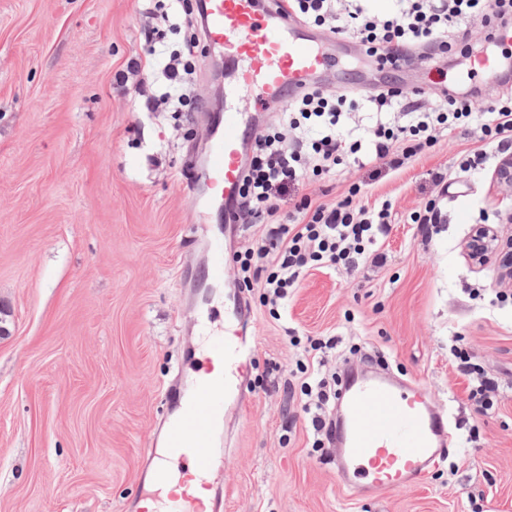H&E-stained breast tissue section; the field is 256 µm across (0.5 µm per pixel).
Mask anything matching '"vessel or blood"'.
I'll return each mask as SVG.
<instances>
[{
    "label": "vessel or blood",
    "mask_w": 512,
    "mask_h": 512,
    "mask_svg": "<svg viewBox=\"0 0 512 512\" xmlns=\"http://www.w3.org/2000/svg\"><path fill=\"white\" fill-rule=\"evenodd\" d=\"M202 32L224 58L229 77L224 112L205 158L208 189L221 203L224 224H236V201L254 116L239 108L253 96L257 109L285 107L304 84L333 67V55L320 39L290 19L274 0H197ZM276 37H269V30ZM247 315L239 296L224 299V336L210 347L223 361L217 377H197L190 395H178L163 454L149 470L156 482L167 478L168 461H187L183 477L206 474L214 463L215 423L222 405L239 410L245 399L243 369L250 343L242 323ZM336 476L343 486L373 496L416 483L444 457L452 443L448 413L416 383L399 384L384 376L347 374L336 403Z\"/></svg>",
    "instance_id": "obj_1"
}]
</instances>
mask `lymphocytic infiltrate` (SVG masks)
<instances>
[{"label":"lymphocytic infiltrate","mask_w":512,"mask_h":512,"mask_svg":"<svg viewBox=\"0 0 512 512\" xmlns=\"http://www.w3.org/2000/svg\"><path fill=\"white\" fill-rule=\"evenodd\" d=\"M390 14L379 15L368 0H287L293 16L306 25L354 39L365 54L379 60L407 61L420 50L443 56L466 36V21L488 25L512 19V0H393ZM372 112L364 123L352 91L326 93L320 85L303 86L283 109L276 127L252 137L250 156L239 192L241 223L268 221L265 241L240 256V269L250 274L254 261L270 260L264 286L271 303L287 298L308 269L327 262L351 270L368 246L385 235L391 203L380 207L356 204L361 193L352 185L333 204H313L301 197L294 215L279 211L289 186L319 177L354 157L360 167L383 172L436 143L438 133L464 127L478 141L495 144L499 153L512 150V86L480 109L449 93L432 107L393 84L370 91Z\"/></svg>","instance_id":"lymphocytic-infiltrate-1"}]
</instances>
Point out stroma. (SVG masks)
I'll list each match as a JSON object with an SVG mask.
<instances>
[{"label": "stroma", "instance_id": "35a3bbf8", "mask_svg": "<svg viewBox=\"0 0 512 512\" xmlns=\"http://www.w3.org/2000/svg\"><path fill=\"white\" fill-rule=\"evenodd\" d=\"M191 2L170 18L166 0H0V512L140 504L164 392L175 377L191 382L201 333L223 331L224 295L240 288L204 281L209 252L193 238L224 78L203 46L186 50ZM149 30L190 59L185 106L138 109L165 91L135 68ZM484 48L475 25L461 51L384 72L358 47L338 48L319 82L362 95L372 82L448 87L480 103L500 89L467 72ZM480 148L497 153L459 128L399 170L350 166L291 190L286 212L304 195L336 202L355 183L366 202L390 201L376 245L386 261L315 265L275 308L263 278L240 288L253 352L247 400L222 418L214 448L209 485L230 488L224 512H512V295L494 265L463 254L480 214L505 223L512 201L494 164L461 170ZM430 199L444 221L425 231L409 215ZM331 337L334 348L312 350ZM455 347L497 383L493 410L469 400ZM375 352L449 408L455 446L416 484L365 499L337 483L303 386L310 370Z\"/></svg>", "mask_w": 512, "mask_h": 512}]
</instances>
